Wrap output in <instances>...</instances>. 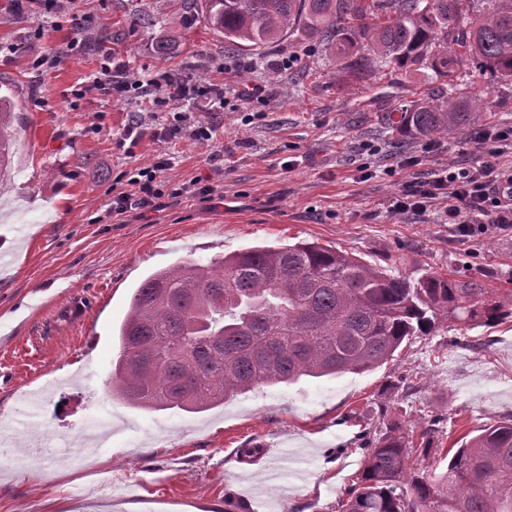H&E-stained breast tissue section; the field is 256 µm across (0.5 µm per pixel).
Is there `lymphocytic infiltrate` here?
Wrapping results in <instances>:
<instances>
[{
	"label": "lymphocytic infiltrate",
	"mask_w": 512,
	"mask_h": 512,
	"mask_svg": "<svg viewBox=\"0 0 512 512\" xmlns=\"http://www.w3.org/2000/svg\"><path fill=\"white\" fill-rule=\"evenodd\" d=\"M105 57V63L91 79L98 91L112 96L133 91L142 101L175 112L174 124L152 130L146 129L141 120H133L127 129L128 139L136 142L149 135L160 142L185 137L208 143L217 138V127L201 122L188 104L203 93L211 108H223L222 84L213 82L202 88L168 71L151 75L130 70L128 61L116 59L110 50ZM474 142L485 154V161L468 167L448 162L421 186L406 188L395 195L389 204L391 214L422 215L434 207L441 223L457 225L459 232L467 237L512 227V163L505 161L506 155H512V126L484 128L476 133ZM170 167V155L157 151L148 165L136 168L128 178L127 190L113 196V213L152 210L164 197L178 201L200 194L211 195L210 186L194 181L166 188L163 175Z\"/></svg>",
	"instance_id": "lymphocytic-infiltrate-1"
}]
</instances>
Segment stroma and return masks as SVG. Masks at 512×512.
<instances>
[{
    "instance_id": "obj_1",
    "label": "stroma",
    "mask_w": 512,
    "mask_h": 512,
    "mask_svg": "<svg viewBox=\"0 0 512 512\" xmlns=\"http://www.w3.org/2000/svg\"><path fill=\"white\" fill-rule=\"evenodd\" d=\"M142 10L156 26L133 25ZM75 15L89 19V30L71 27ZM171 31L182 42L163 61L157 44ZM100 33L112 34L113 48L145 72L172 69L197 83L230 68L223 110L201 115L222 136L165 146L147 137L123 155L114 136L137 104L83 90L101 64L93 47ZM47 44L67 52L31 78L26 62ZM252 82L265 85L266 102L239 100ZM466 83L488 102L483 126H512V80L475 70ZM431 88L423 69L342 80L302 29L260 51L225 49L203 21H187L181 0H66L56 16L15 15L0 0V92L21 118L13 179L0 192V247L16 250L0 275V322L10 326L0 337V432L41 447L34 461L21 448L0 458V512H336L366 449L386 433L426 436L445 451L512 417L507 320L466 328L449 319L374 370L262 386L198 414L135 409L106 392L118 351L112 330L132 288L185 260L306 240L390 275L432 271L479 279L499 295L512 291V229L463 237L435 211L388 210L404 185L448 161L480 159L474 127L400 146L381 124V113ZM98 120L104 132L93 130ZM163 146L173 158L166 184L204 177L217 197L163 198L154 210L98 223L116 177ZM39 288L55 294L58 307L40 322L26 308ZM90 295L98 305L77 310ZM41 387L61 407L54 422L16 427L23 397ZM262 444L301 449L305 479L270 489L263 481L270 458L231 457Z\"/></svg>"
}]
</instances>
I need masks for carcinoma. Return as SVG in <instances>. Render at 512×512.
Here are the masks:
<instances>
[{"instance_id":"1","label":"carcinoma","mask_w":512,"mask_h":512,"mask_svg":"<svg viewBox=\"0 0 512 512\" xmlns=\"http://www.w3.org/2000/svg\"><path fill=\"white\" fill-rule=\"evenodd\" d=\"M185 2L230 49L259 51L303 25L338 73L364 80L432 71L448 96L429 94L384 116L402 140H432L478 122L485 101L461 92L467 71L512 79V0ZM18 120L0 95V186L11 173ZM490 292L476 279L391 276L303 241L185 261L133 288L106 385L133 408L201 413L261 385L374 369L448 318L473 326L512 317V292ZM435 455L402 435L383 436L339 512H512L511 418L439 457L437 472L424 465Z\"/></svg>"}]
</instances>
